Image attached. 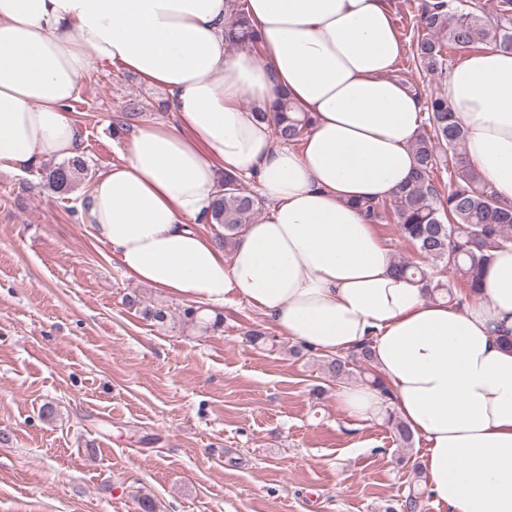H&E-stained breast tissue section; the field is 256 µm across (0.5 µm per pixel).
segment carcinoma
Instances as JSON below:
<instances>
[{"instance_id":"carcinoma-1","label":"carcinoma","mask_w":512,"mask_h":512,"mask_svg":"<svg viewBox=\"0 0 512 512\" xmlns=\"http://www.w3.org/2000/svg\"><path fill=\"white\" fill-rule=\"evenodd\" d=\"M226 4L233 45L257 48L246 0H226ZM421 22L426 33L412 43V60L420 74H445L453 53L478 43L512 52V0H498L491 20L477 14L471 0H430L424 4ZM272 112L279 142L294 144L310 127V116L298 110L284 91ZM412 151L416 167L410 181L392 198L364 201L359 207L370 223L395 225L402 240L414 249L417 260H398L395 271L418 276L426 296L451 301L477 291L492 252L512 245V204L499 199L470 166L464 128L445 97L430 99L427 119ZM85 172V161L77 156L46 169L43 180L47 188L64 195ZM261 209L262 199L248 191L240 177L224 173L210 220L224 229L216 235V244L232 253L246 225ZM324 367L338 384L361 376L371 367L369 346L331 355ZM387 423L401 445L412 444L413 432L394 412H388Z\"/></svg>"}]
</instances>
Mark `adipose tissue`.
Returning <instances> with one entry per match:
<instances>
[{"label": "adipose tissue", "instance_id": "obj_1", "mask_svg": "<svg viewBox=\"0 0 512 512\" xmlns=\"http://www.w3.org/2000/svg\"><path fill=\"white\" fill-rule=\"evenodd\" d=\"M246 8L257 55L232 51L225 0H0V170L80 154L67 109L92 64L163 88L173 123L138 127L80 202L124 274L209 316L246 301L327 354L369 344L393 399L345 386L340 406L363 421L394 406L423 438L429 495L448 512H512V246L451 306L394 274L359 207L409 181L425 117L391 76L402 47L387 0ZM281 88L314 120L297 150L263 118ZM445 95L471 165L512 203V53H471ZM223 171L267 200L229 257L196 230Z\"/></svg>", "mask_w": 512, "mask_h": 512}]
</instances>
